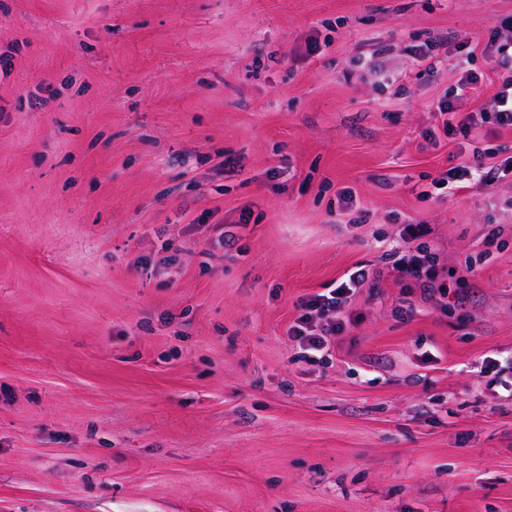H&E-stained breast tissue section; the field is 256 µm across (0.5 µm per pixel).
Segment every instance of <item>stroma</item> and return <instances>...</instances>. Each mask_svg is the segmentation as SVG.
Here are the masks:
<instances>
[{
  "label": "stroma",
  "mask_w": 512,
  "mask_h": 512,
  "mask_svg": "<svg viewBox=\"0 0 512 512\" xmlns=\"http://www.w3.org/2000/svg\"><path fill=\"white\" fill-rule=\"evenodd\" d=\"M492 39L512 0H0V512H512V179L417 197L512 129L428 145L458 73L410 53ZM413 63L417 66L416 79L424 77H433L438 71V64L444 58H448V46L445 48L444 55L441 56L439 48L435 46L425 45L419 47L412 52ZM392 257H398L395 263V269L401 277H409L423 287V293L435 291L432 287V278L426 266V256L421 255L419 251L411 250V246L399 245L389 250ZM346 275L335 288H325L328 291L312 294L299 304L301 312L288 326L287 336L304 358L326 360L351 325L348 304L374 273L369 265L360 263Z\"/></svg>",
  "instance_id": "1"
}]
</instances>
